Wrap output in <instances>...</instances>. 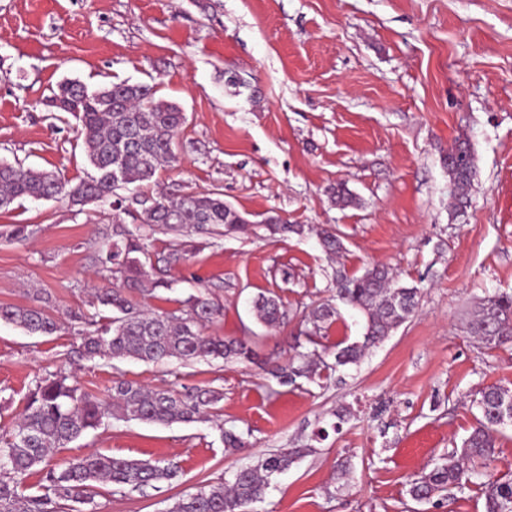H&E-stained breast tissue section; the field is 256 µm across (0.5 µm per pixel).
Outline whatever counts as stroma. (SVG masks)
Masks as SVG:
<instances>
[{
  "instance_id": "35a3bbf8",
  "label": "stroma",
  "mask_w": 512,
  "mask_h": 512,
  "mask_svg": "<svg viewBox=\"0 0 512 512\" xmlns=\"http://www.w3.org/2000/svg\"><path fill=\"white\" fill-rule=\"evenodd\" d=\"M66 78L156 85L185 122L177 162L146 194L218 191L260 228L193 251L169 271L171 289L128 290L135 308L172 312L207 291L223 314L206 334L248 340L274 365L294 355L306 316L331 298L336 268L358 276L387 266L419 288L420 305L359 364L318 384L283 385L259 366L220 360L88 358L72 318L93 315L95 289L113 283L105 235L124 224L155 254L170 236L135 214L26 199L0 210V306H42L62 329L31 336L0 321V435L51 372L104 400L118 373L154 389L201 386L222 392L219 419L112 417L52 463L95 453L174 463L179 478L159 489L108 485L96 499L97 512H166L261 455L310 443L314 453L274 476L251 512H485L482 488L465 500L440 493L436 507L412 500L405 481L471 432L468 396L487 384L512 389V342L489 349L467 333L482 298L512 293V0H0V160L75 184L93 173L80 124L48 106ZM458 142L472 147L477 173L457 218L443 158ZM340 183L355 204L337 203ZM271 215L307 230L269 236ZM15 224L29 237L2 240ZM328 227L344 244L335 261L316 234ZM266 291L286 311L273 330L251 312ZM225 428L244 448L225 451ZM345 460L349 480L338 476Z\"/></svg>"
}]
</instances>
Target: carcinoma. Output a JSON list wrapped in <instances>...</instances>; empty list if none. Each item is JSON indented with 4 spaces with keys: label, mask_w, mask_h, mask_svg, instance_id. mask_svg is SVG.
<instances>
[{
    "label": "carcinoma",
    "mask_w": 512,
    "mask_h": 512,
    "mask_svg": "<svg viewBox=\"0 0 512 512\" xmlns=\"http://www.w3.org/2000/svg\"><path fill=\"white\" fill-rule=\"evenodd\" d=\"M156 86L127 81L91 88L79 80H64L53 91L49 106L56 112L78 116L81 136L95 175L72 186L56 174L25 169L0 162V209L18 199H64L81 208L96 204L128 211L136 204L142 222L171 230L189 228L203 238L226 233L254 234L257 226L248 223L220 192L184 194L176 198L134 193L116 202V190L135 189L151 182L157 173L176 162L175 138L185 122L180 107L156 97ZM451 193L456 200L453 217L465 213L467 192L476 176L475 157L466 144H459L444 159ZM269 234L301 236L303 224H288L277 216L267 218ZM322 246L329 254L343 249L338 233L323 229ZM105 262L120 275L121 284L99 288L95 302L109 312L99 319L80 320L77 335L85 354L114 361L137 360L160 363L176 360L186 366L200 361L253 362L254 351L242 340L206 336L205 324L223 315V307L199 290L181 301L180 313H155L130 306L126 289L150 284L149 292L169 289L164 278L152 277L155 263L168 268L187 260L189 244L171 241L166 252L152 259L148 244L124 225L112 227L102 244ZM336 298L365 317L362 336L336 344L334 362L322 358L327 351L322 331L332 323L336 307L323 302L309 314L306 346L276 376L285 383L299 378L315 381L328 372L356 364L371 347L414 317L419 307L420 289L405 286L384 267L375 266L360 276L336 270ZM254 318L267 327L283 323L285 311L280 298L260 294L252 302ZM0 320L15 324L32 335H51L59 322L44 309L0 307ZM469 334L492 349L512 339V293H494L482 299L468 322ZM112 403L84 391L62 373H50L35 381L23 412L10 436L0 442V512H81L75 505H88L95 512V498L108 484L142 490L178 477L173 463L91 454L50 464L49 457L109 417L170 425L193 422L215 408L221 393L193 388L185 392L147 389L119 376L112 380ZM481 417L477 426L442 462L406 482V495L415 501L429 499L452 490L466 497L472 488H484L486 512H512V477H496L488 471L494 455L493 433L512 418V390L492 384L479 388L475 399ZM315 452L311 447L288 448L270 454L256 464L238 469L229 483L201 488L173 502L166 512H248L261 500L273 475L282 473L298 460ZM41 473L39 490L25 493L24 482L33 471Z\"/></svg>",
    "instance_id": "carcinoma-1"
}]
</instances>
